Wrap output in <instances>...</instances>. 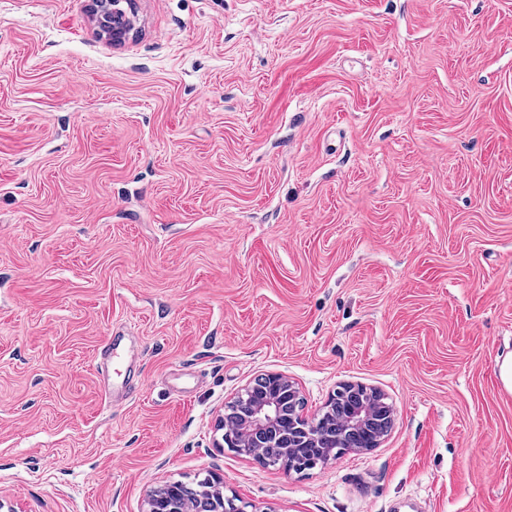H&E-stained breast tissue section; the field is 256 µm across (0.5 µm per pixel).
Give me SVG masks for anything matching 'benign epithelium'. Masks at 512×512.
<instances>
[{
    "mask_svg": "<svg viewBox=\"0 0 512 512\" xmlns=\"http://www.w3.org/2000/svg\"><path fill=\"white\" fill-rule=\"evenodd\" d=\"M120 0H96L99 27H106L109 14L122 16L112 24V41H123L131 30ZM395 421V410L380 390L362 384H342L324 408L313 417L302 413V397L296 384L279 373L264 374L225 404L217 429L224 431L219 447L264 463L262 449L283 448L281 466L296 467L291 454L296 448H326L327 456L313 458L314 469L346 453H366L381 446ZM144 512H221L212 497L197 496L191 502L181 499L175 483L148 492Z\"/></svg>",
    "mask_w": 512,
    "mask_h": 512,
    "instance_id": "7a95c632",
    "label": "benign epithelium"
}]
</instances>
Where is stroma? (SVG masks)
<instances>
[{
	"label": "stroma",
	"mask_w": 512,
	"mask_h": 512,
	"mask_svg": "<svg viewBox=\"0 0 512 512\" xmlns=\"http://www.w3.org/2000/svg\"><path fill=\"white\" fill-rule=\"evenodd\" d=\"M90 5L0 0L6 512L211 476L250 512H512V0H132L117 45ZM268 372L308 416L379 388L392 431L302 473L215 447Z\"/></svg>",
	"instance_id": "stroma-1"
}]
</instances>
